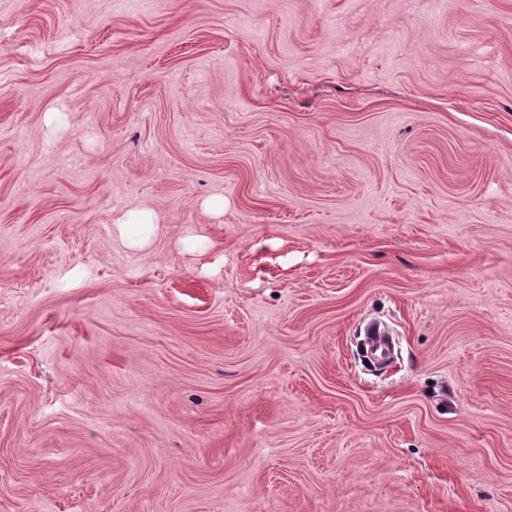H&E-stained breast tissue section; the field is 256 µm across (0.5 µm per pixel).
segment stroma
<instances>
[{
  "instance_id": "stroma-1",
  "label": "stroma",
  "mask_w": 512,
  "mask_h": 512,
  "mask_svg": "<svg viewBox=\"0 0 512 512\" xmlns=\"http://www.w3.org/2000/svg\"><path fill=\"white\" fill-rule=\"evenodd\" d=\"M0 512H512V0H0Z\"/></svg>"
}]
</instances>
